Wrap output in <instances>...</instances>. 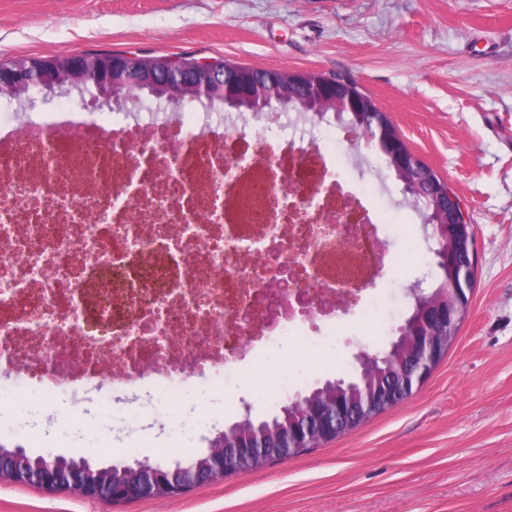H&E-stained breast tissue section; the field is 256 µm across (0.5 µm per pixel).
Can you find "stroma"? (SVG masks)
Listing matches in <instances>:
<instances>
[{
    "instance_id": "35a3bbf8",
    "label": "stroma",
    "mask_w": 512,
    "mask_h": 512,
    "mask_svg": "<svg viewBox=\"0 0 512 512\" xmlns=\"http://www.w3.org/2000/svg\"><path fill=\"white\" fill-rule=\"evenodd\" d=\"M93 52L353 79L460 198L477 266L456 343L407 401L287 463L110 512H512V0H0V59ZM294 129L335 151L339 180L364 190L386 249L344 331L329 335L316 316L304 338L278 336L258 367L222 386L200 379L172 401L113 393L76 424L72 412L98 406L111 383L50 402L30 382L0 397V443L100 464L186 459L224 426L277 413L271 390L288 399L348 376L360 352L389 347L414 284L437 277L436 244L361 134L291 111L256 126L271 136ZM410 252L421 262L401 268ZM0 512L100 507L0 486Z\"/></svg>"
}]
</instances>
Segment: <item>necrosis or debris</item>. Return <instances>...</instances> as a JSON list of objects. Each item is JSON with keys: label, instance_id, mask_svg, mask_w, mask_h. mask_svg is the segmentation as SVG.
<instances>
[{"label": "necrosis or debris", "instance_id": "4bbe7bcc", "mask_svg": "<svg viewBox=\"0 0 512 512\" xmlns=\"http://www.w3.org/2000/svg\"><path fill=\"white\" fill-rule=\"evenodd\" d=\"M266 141L222 120L160 126L129 112H46L0 131V391L36 381L47 399L84 378L185 389L256 361L262 342L300 335L305 316H258L267 285L297 269L317 310L363 287L314 262L328 244L375 272L377 240L353 208L300 190L332 183L322 146L264 164Z\"/></svg>", "mask_w": 512, "mask_h": 512}]
</instances>
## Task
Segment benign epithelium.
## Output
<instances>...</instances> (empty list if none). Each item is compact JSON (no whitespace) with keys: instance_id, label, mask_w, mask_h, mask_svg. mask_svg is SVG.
Instances as JSON below:
<instances>
[{"instance_id":"7a95c632","label":"benign epithelium","mask_w":512,"mask_h":512,"mask_svg":"<svg viewBox=\"0 0 512 512\" xmlns=\"http://www.w3.org/2000/svg\"><path fill=\"white\" fill-rule=\"evenodd\" d=\"M81 68L76 80L93 86L98 97L90 102L94 109L103 106L118 111H127L139 102L141 88L155 83L159 70L142 66L133 56L126 64L112 72V60L89 54L80 55ZM71 56L60 59L50 56L33 63L25 58L13 61L14 72L24 77L26 89L32 91L55 90L58 85L48 79V72L60 68ZM166 103L178 108L186 102L207 99L210 90L205 84L183 82L167 83L163 86ZM290 98L288 88H272L263 99L255 103L234 102L232 108L260 115L275 122L279 113L268 111L272 102H283ZM346 107L339 101H331L320 95L313 115L320 117L325 112H334L338 122H343ZM390 122L378 123L363 130L366 142L383 148L390 137ZM395 178L403 184L402 191L414 207L423 208L424 223L431 227L438 248L435 255L438 265H448V250L452 246L448 239V225H455L460 247L468 249L473 241L472 227L461 220L456 198L448 188L433 185L428 189L429 200L424 201L414 191L413 175L406 169L392 167ZM474 263L464 262L457 273L444 276L436 284L425 288L417 284L412 291L414 306L410 317L397 328V336L389 351L383 354L360 353L355 376L365 377L378 361H390L396 366V382L380 394L368 393L357 404L362 415H374L391 409L410 398L433 373L437 365L448 354V323H462L467 316L464 307L466 286L473 280ZM295 292L294 285L281 282L270 291L271 299L266 308L260 310L265 319L279 314L284 299ZM345 380L327 381L307 394H297L280 408L282 422L268 427L249 417L235 422L216 433L208 448L186 459L173 463L152 462L148 459L130 463L97 464L85 458H66L58 455L34 457L20 446L0 448V484L33 486L48 495L69 492L77 497L101 504L143 499L174 498L188 490L224 479L244 469L255 471L262 463L284 462L293 458V453L311 441L301 423H306L323 439H334L339 432L336 421V395Z\"/></svg>"}]
</instances>
